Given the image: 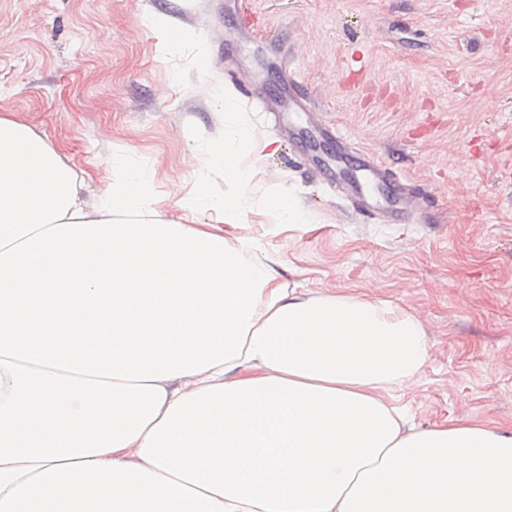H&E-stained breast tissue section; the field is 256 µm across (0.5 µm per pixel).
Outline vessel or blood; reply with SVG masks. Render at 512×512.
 Returning a JSON list of instances; mask_svg holds the SVG:
<instances>
[{
    "mask_svg": "<svg viewBox=\"0 0 512 512\" xmlns=\"http://www.w3.org/2000/svg\"><path fill=\"white\" fill-rule=\"evenodd\" d=\"M284 106L304 113L312 133L299 137L297 143L312 170L335 185L352 214L383 224H410L418 219L422 193L386 172L371 154L352 147L343 134L326 128L317 104L300 90L292 70L282 76L277 94L262 103L267 112Z\"/></svg>",
    "mask_w": 512,
    "mask_h": 512,
    "instance_id": "1",
    "label": "vessel or blood"
}]
</instances>
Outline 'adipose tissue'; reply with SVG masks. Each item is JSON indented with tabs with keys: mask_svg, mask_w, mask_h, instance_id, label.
I'll list each match as a JSON object with an SVG mask.
<instances>
[{
	"mask_svg": "<svg viewBox=\"0 0 512 512\" xmlns=\"http://www.w3.org/2000/svg\"><path fill=\"white\" fill-rule=\"evenodd\" d=\"M270 142L209 158L229 188L177 224L146 173L93 193L46 135L0 114V512H512V427L410 424L422 322L310 292L234 234Z\"/></svg>",
	"mask_w": 512,
	"mask_h": 512,
	"instance_id": "adipose-tissue-1",
	"label": "adipose tissue"
}]
</instances>
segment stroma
<instances>
[{
  "instance_id": "obj_1",
  "label": "stroma",
  "mask_w": 512,
  "mask_h": 512,
  "mask_svg": "<svg viewBox=\"0 0 512 512\" xmlns=\"http://www.w3.org/2000/svg\"><path fill=\"white\" fill-rule=\"evenodd\" d=\"M179 20L178 53L158 26ZM244 34L224 53V23ZM293 60L323 123L422 186L429 224H363L302 161L259 103L253 63ZM275 139L254 196L292 193L291 228L261 207L241 235L312 291L359 294L416 314L430 358L400 390L414 423L512 426V0H0V113L44 132L96 192L115 167L151 173L160 208L185 220L196 189L223 195L209 142L229 138L225 92Z\"/></svg>"
}]
</instances>
